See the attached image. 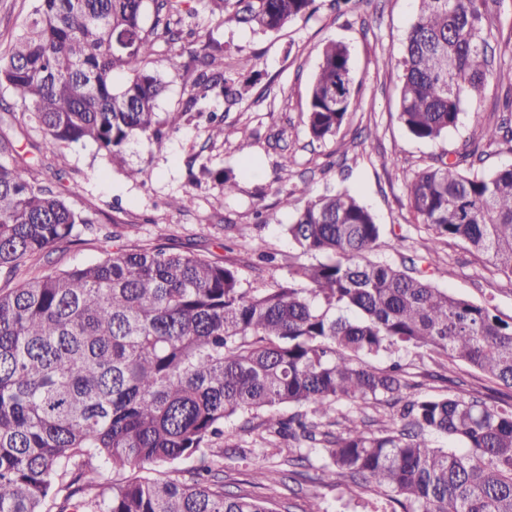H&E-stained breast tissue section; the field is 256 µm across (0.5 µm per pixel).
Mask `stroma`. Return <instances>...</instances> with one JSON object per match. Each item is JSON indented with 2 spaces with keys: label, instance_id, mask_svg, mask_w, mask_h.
<instances>
[{
  "label": "stroma",
  "instance_id": "1",
  "mask_svg": "<svg viewBox=\"0 0 512 512\" xmlns=\"http://www.w3.org/2000/svg\"><path fill=\"white\" fill-rule=\"evenodd\" d=\"M187 21L201 35L210 36L216 55L224 61V75H236V59L257 57L261 78L247 100L215 103L229 128L228 138L210 140L206 116L182 113L195 76L193 69L171 77L158 101L162 121L170 127L163 142L139 137L127 147V166L142 169L132 180L98 152L95 144L58 149L40 157L42 139L32 125L10 128L16 151L28 159L38 180L76 182L82 187L77 208L98 212L100 223L114 231L123 245L188 252L213 262L234 263L252 286L264 288L272 279L259 258V250L277 253L280 260L296 253V245L282 231L292 223L294 209L279 205L278 191L314 179L318 190L346 188L355 192L382 226L379 259L431 273L447 268L440 287L477 303H490L502 319L512 318V279L498 273L485 256L464 244L447 240L433 244L425 226L414 223L404 193L403 177L418 170L430 157L480 150L477 170L489 173L512 165V144L487 145L483 126L496 122L512 82L490 78L482 92L464 98L460 122L434 142L414 138L398 120L400 61L416 0H357L347 14H337L333 0H316L310 19H298L273 32H258L249 25L219 22L202 0H183ZM485 25L492 31L494 66L512 68V0H501ZM331 40L348 45L354 90L360 102L340 132L323 142L311 140L305 126L311 78L323 45ZM250 141L240 153V140ZM222 171L237 183L225 195L211 178ZM198 183H191V176ZM186 198L184 208L173 202ZM232 232H225V225ZM109 244L101 236L84 233L79 242L63 243L50 252L21 263L14 277L0 276V288L55 270H68L101 259ZM410 387L408 396L440 395L465 383L480 387L468 365L439 366L428 358L402 352ZM214 447L224 451V480L236 487L265 465L287 469L294 449L270 435L262 418L235 419L224 424ZM324 463L315 456L299 477L275 485L270 493L279 512L302 506L319 495L328 512H372L373 498L365 488L325 487L316 477Z\"/></svg>",
  "mask_w": 512,
  "mask_h": 512
}]
</instances>
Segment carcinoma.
Listing matches in <instances>:
<instances>
[{
  "label": "carcinoma",
  "instance_id": "obj_1",
  "mask_svg": "<svg viewBox=\"0 0 512 512\" xmlns=\"http://www.w3.org/2000/svg\"><path fill=\"white\" fill-rule=\"evenodd\" d=\"M154 2L146 27L144 0H31L0 55V94L43 129L45 151L91 142L122 167L133 139L162 137L167 81L152 66L155 46L195 30L182 0ZM204 2L266 32L312 16L315 0ZM496 3L419 0L398 111L415 138L457 128L464 96L481 92L490 75L484 19ZM195 61L184 113L241 101L256 83L250 55L238 59L242 80L224 77L210 54ZM357 106L349 48L331 40L309 86L311 138L335 136ZM484 136L512 143V117ZM479 160L475 151L431 158L405 182L406 199L433 242L457 240L512 278V166L478 174ZM78 193L76 183L57 189L24 162L0 161V273L13 276L98 222L70 202ZM299 200L283 227L299 253L269 288L252 287L232 264L119 246L0 289V512H50L56 502L59 512H276L267 496L225 489L210 444L224 422L283 406L294 412L268 423L295 443L289 462L323 455L320 483L374 489L375 512H512V402L462 391L408 398L400 364L367 363L423 351L512 391V321L436 285L446 268L414 275L375 258L380 225L349 190L317 193L304 181L281 192L286 208ZM381 399L402 408L372 432L359 413ZM207 456L202 473L180 469ZM147 466L168 476L124 475ZM280 475L262 467L252 485Z\"/></svg>",
  "mask_w": 512,
  "mask_h": 512
}]
</instances>
